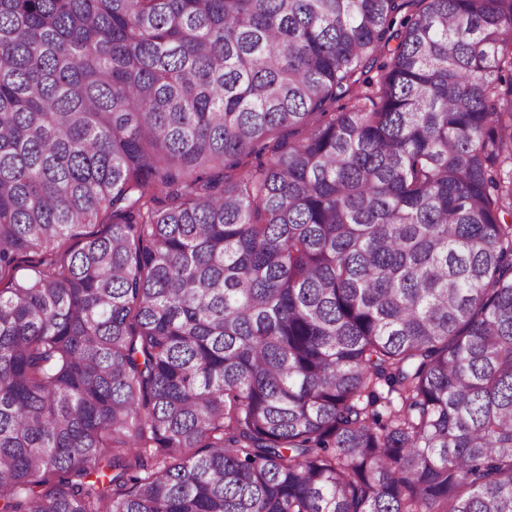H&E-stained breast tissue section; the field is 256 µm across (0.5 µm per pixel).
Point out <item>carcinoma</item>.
<instances>
[{"label": "carcinoma", "instance_id": "cac0c4a2", "mask_svg": "<svg viewBox=\"0 0 512 512\" xmlns=\"http://www.w3.org/2000/svg\"><path fill=\"white\" fill-rule=\"evenodd\" d=\"M506 214L512 0H0V512H512Z\"/></svg>", "mask_w": 512, "mask_h": 512}]
</instances>
